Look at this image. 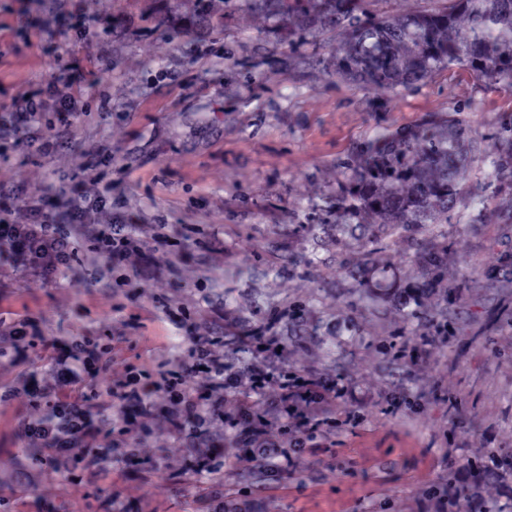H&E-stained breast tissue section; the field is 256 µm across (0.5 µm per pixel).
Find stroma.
<instances>
[{
  "label": "stroma",
  "mask_w": 512,
  "mask_h": 512,
  "mask_svg": "<svg viewBox=\"0 0 512 512\" xmlns=\"http://www.w3.org/2000/svg\"><path fill=\"white\" fill-rule=\"evenodd\" d=\"M40 2L0 0V184L48 199L60 216L78 192L106 205L68 225L78 251L54 280L0 243V512H445L452 488L466 490L467 512H512V473L486 467L490 451L512 453V193L468 155L452 219L433 228L448 250L424 278L422 232L374 225L367 251L326 211L342 162L378 132L456 114L495 144L512 120V88L452 69L412 90L361 89L333 76L331 33L288 47L275 19L245 0H225L218 37L195 27L196 0ZM163 12L194 35L148 31L147 17ZM77 61L88 76L72 90L74 126L59 127L49 98L17 130L13 99ZM49 139L51 153H40ZM110 225L144 247L114 274L96 245ZM361 278L375 301H362ZM425 281L422 317L407 319L405 298ZM270 319L275 375L348 389L324 405L314 436L291 425L276 386L249 392L257 355L240 338ZM23 320L34 327L20 338ZM79 337L90 350L112 345L106 370L83 387L95 445L112 454L103 466L83 460L71 481L17 459L33 441L28 423L49 413L27 395L30 378L56 385L52 351ZM196 338L242 378L223 417L207 420L209 442L171 432L160 391L155 413L122 433L112 392L127 369L154 383ZM244 401L271 455L237 444ZM196 451L219 470L189 474ZM132 453L145 469L130 472Z\"/></svg>",
  "instance_id": "obj_1"
}]
</instances>
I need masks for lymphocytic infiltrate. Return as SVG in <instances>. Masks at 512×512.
Returning <instances> with one entry per match:
<instances>
[{"instance_id":"obj_1","label":"lymphocytic infiltrate","mask_w":512,"mask_h":512,"mask_svg":"<svg viewBox=\"0 0 512 512\" xmlns=\"http://www.w3.org/2000/svg\"><path fill=\"white\" fill-rule=\"evenodd\" d=\"M29 215L27 222L18 223L0 217V240L9 242L14 258L24 261L33 271L44 278H51L59 268L67 264L76 252V247L66 231V224L85 223L90 207L85 196L71 199L66 219H58L51 211L45 198L25 202ZM99 353H92L84 364L83 371L67 368L54 389L47 391L38 380H31L29 391L35 397H49L52 408V420L42 421L33 426V433L51 440V451L56 458H69L75 444L92 446L97 435L89 425L82 407L83 398L77 389L84 374L98 370ZM183 371L165 378L163 388L170 401L179 411L170 420L175 435L193 433L195 438H204L205 433L197 427L206 416L216 415L220 406L213 398L214 392L230 388L234 382L228 374L224 360L215 356L209 349L197 348L191 351L188 361L182 364ZM196 372H204L213 380L211 391L191 394L183 386V378ZM277 383L278 402L287 417L296 425H307L308 412H316L327 400L346 396L347 389L335 381H321L300 374L290 376L283 381H275L271 372L254 369L251 373L250 388L260 393L268 383ZM122 404V422L125 431L136 429L140 421L152 415L154 406L142 387L139 372H129L125 379V390L119 396Z\"/></svg>"}]
</instances>
